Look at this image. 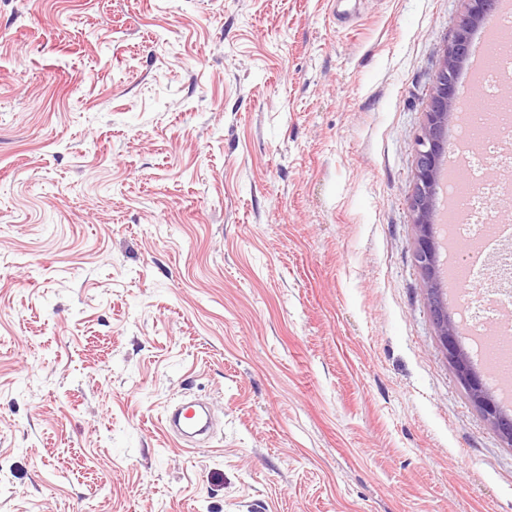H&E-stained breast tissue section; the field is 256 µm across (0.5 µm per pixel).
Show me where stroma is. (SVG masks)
Listing matches in <instances>:
<instances>
[{
    "label": "stroma",
    "instance_id": "35a3bbf8",
    "mask_svg": "<svg viewBox=\"0 0 512 512\" xmlns=\"http://www.w3.org/2000/svg\"><path fill=\"white\" fill-rule=\"evenodd\" d=\"M463 11L0 0V512H512L414 262Z\"/></svg>",
    "mask_w": 512,
    "mask_h": 512
}]
</instances>
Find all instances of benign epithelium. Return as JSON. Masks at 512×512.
<instances>
[{
    "mask_svg": "<svg viewBox=\"0 0 512 512\" xmlns=\"http://www.w3.org/2000/svg\"><path fill=\"white\" fill-rule=\"evenodd\" d=\"M467 7L436 73L427 121L416 140V165L410 207L418 228L415 262L423 276L430 311L448 358L471 401L492 422L500 436L512 444V421L503 417L481 379L472 371L469 357L457 344V329L437 288L436 250L432 235L435 213L432 197L440 181V160L447 148L444 132L458 117L460 94L455 75L467 59L472 28L490 18L495 0H465Z\"/></svg>",
    "mask_w": 512,
    "mask_h": 512,
    "instance_id": "7a95c632",
    "label": "benign epithelium"
}]
</instances>
